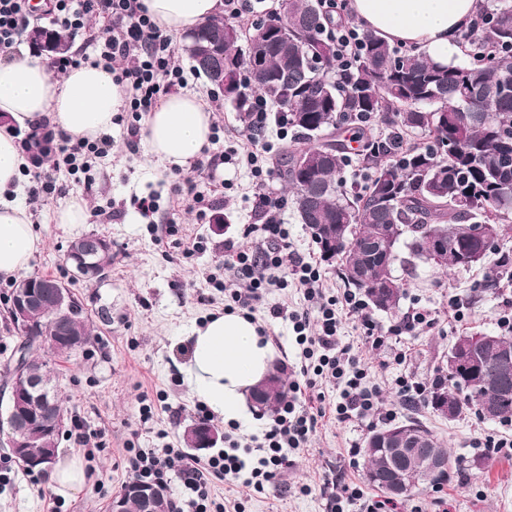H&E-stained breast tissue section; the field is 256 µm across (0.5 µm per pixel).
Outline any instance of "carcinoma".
I'll return each instance as SVG.
<instances>
[{
	"instance_id": "cac0c4a2",
	"label": "carcinoma",
	"mask_w": 512,
	"mask_h": 512,
	"mask_svg": "<svg viewBox=\"0 0 512 512\" xmlns=\"http://www.w3.org/2000/svg\"><path fill=\"white\" fill-rule=\"evenodd\" d=\"M279 15L251 24L215 17L185 35L194 71L215 97L249 123L252 94L267 98L273 120L294 131V139L277 159L282 179L293 190L300 223L309 227L322 256L338 254L345 282L361 291L371 308H396L400 285L392 267L405 262V246L424 257L423 237L434 231L448 235V258L442 266L465 267L458 255L476 254L481 244L463 236L467 224L501 225L512 220V0H498L491 21L477 39L492 46V54L475 60L470 40L460 39L464 65L442 64L412 50L402 52L376 32L364 30L365 48L348 74L336 70V49L323 34L334 22L324 0H288V24ZM49 37L56 54L68 53L71 36L63 30L38 26L28 32L34 45ZM209 40L224 56V82L197 62V44ZM265 68L264 83L253 86L237 78L249 67ZM372 121L390 129L389 137L373 138ZM348 128L358 144L357 155L370 171L364 184L347 183L346 145L339 130ZM356 241L349 259L321 225ZM91 337L88 317L80 314L68 328L50 331L59 344L56 354H68L67 334ZM512 350V339L499 337L497 348L482 352L484 372L465 377L448 371V385L431 392L429 403L446 397L454 417L474 414L482 419L512 420V363L502 362L500 349ZM498 398L488 416L483 403ZM406 436L426 435L433 447L448 455V472L419 477L418 491L449 480L458 459L432 431L416 419L395 424ZM363 477L368 486L386 493L382 484L383 456L364 453Z\"/></svg>"
}]
</instances>
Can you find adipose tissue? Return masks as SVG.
Here are the masks:
<instances>
[{
	"label": "adipose tissue",
	"mask_w": 512,
	"mask_h": 512,
	"mask_svg": "<svg viewBox=\"0 0 512 512\" xmlns=\"http://www.w3.org/2000/svg\"><path fill=\"white\" fill-rule=\"evenodd\" d=\"M478 0H351L352 12L386 40L423 48L449 63L458 51L456 33ZM167 31L178 33L216 16L222 0H143ZM124 102L111 68L83 64L53 76L39 60L0 62V115L25 128L50 125L61 137L95 139L111 132ZM214 116L201 97L166 96L149 112L142 138L148 154L168 168L189 167L210 144ZM30 161L8 127H0V277L29 269L43 246L27 207L14 199ZM182 367L190 393L224 422L249 417L247 395L270 374L276 351L254 321L237 312L192 328Z\"/></svg>",
	"instance_id": "ef3b65f1"
}]
</instances>
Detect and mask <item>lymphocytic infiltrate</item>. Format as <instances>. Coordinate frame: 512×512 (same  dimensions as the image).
I'll use <instances>...</instances> for the list:
<instances>
[{
  "label": "lymphocytic infiltrate",
  "instance_id": "obj_1",
  "mask_svg": "<svg viewBox=\"0 0 512 512\" xmlns=\"http://www.w3.org/2000/svg\"><path fill=\"white\" fill-rule=\"evenodd\" d=\"M48 13L54 24L74 32L83 31L89 16L105 22L103 34H85L87 53L58 59L54 66L63 70L93 62L112 67L131 111L151 112L163 94L187 86L183 70L173 64L176 46L172 38L151 19L141 0H51ZM29 24L26 0H0L1 58L11 57ZM268 112L262 95H254L241 156L257 178L263 175L266 156L273 150L272 144L263 139ZM111 148L112 138L107 134L95 140L66 141L60 144L57 159L71 172L85 173L89 170L86 156H104ZM254 209L262 219L255 230L267 247L262 251L239 250L225 261V271L231 272L238 282L229 293L230 300L240 309L254 312L267 289L279 284L272 277V270L289 268L295 287L303 289L311 307L300 313L276 307L270 314L289 318L292 323L300 348L298 373L306 389H315L323 382L333 383L338 390L334 407L338 421L382 418L377 389L369 386L366 369L351 356L348 347L341 345L338 336L339 311L343 308L359 316L364 326H371L363 299L352 292L339 299L325 294L317 264L289 249L288 227L278 217L281 199L258 195ZM317 422L312 398H292L280 405L273 425L262 439L254 438L244 444L233 435H226L227 450L203 461L171 447L133 448L126 468L132 478L156 484L165 485L172 477H179L182 491L171 503L173 512H224V504L211 495L213 481L234 482L242 478L255 490H264L289 467L288 449L306 447Z\"/></svg>",
  "mask_w": 512,
  "mask_h": 512
}]
</instances>
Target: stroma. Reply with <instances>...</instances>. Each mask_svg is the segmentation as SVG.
Instances as JSON below:
<instances>
[{
  "label": "stroma",
  "instance_id": "1",
  "mask_svg": "<svg viewBox=\"0 0 512 512\" xmlns=\"http://www.w3.org/2000/svg\"><path fill=\"white\" fill-rule=\"evenodd\" d=\"M132 121L131 112L118 113L111 132L114 147L108 156L93 161L89 174L54 171L56 192L26 199L32 221L45 238L30 274L67 283L92 323L90 344L54 364L58 394L68 416L57 454L83 458L87 481L74 497L56 496L50 474L25 471L0 446V472L8 475L0 481V512H107L112 497L130 479L124 461L127 449L159 448L166 443L184 448L185 429L201 421L220 436L230 430L221 418L201 415V404L190 394L178 365L187 357L192 326L223 313L229 302L223 289L209 283L210 278L224 275L225 243L241 249L254 246L248 233L250 225L259 221L253 201L260 194L284 197V183L276 171L269 180L258 182L236 158L215 174L196 176L197 189L205 194L216 182L225 184L214 216L202 219L196 212L172 209V188L179 176L145 150L127 151L123 141ZM148 194L158 196L160 208L146 216L137 200ZM75 195L90 205V218L81 233H94L112 243V269L98 283L74 279L64 261L77 233L56 224L54 215ZM171 216L177 221L175 234L155 239L151 225L165 224ZM186 238L199 241V250L185 253ZM493 263L489 257L471 269L447 272L424 262L395 267L404 294L394 312H373L376 334L386 333L415 308L429 310L433 318L418 335L402 337L407 350L402 364L390 362L388 347L375 349L365 343L367 331L357 316L344 317L340 329L343 343L352 345L368 367L382 410L393 411L398 419L414 412L461 459L459 473L442 490L448 496V512H512V450L490 453L484 448L491 438L512 439V422L473 415L450 421L422 402L408 408L397 402L392 382L401 375L426 382L446 374L448 350L458 336L503 334L501 318L512 314V289L484 291ZM12 288V280L0 278V404L9 400L5 371L18 343L7 316ZM308 305L299 289L274 288L254 314L288 383L295 379L290 367L299 348L291 324L271 317L270 310ZM145 403L152 406L147 418L141 415ZM370 433L359 420L340 423L325 416L306 449L290 452L292 465L276 485L258 492L241 481L217 480L212 493L226 506L241 503L245 512H325L326 501L315 488L327 476L341 473L360 488L362 499L375 497V490L362 478L361 450ZM89 447L94 450L90 459L85 456ZM305 484L310 487L306 494L300 491Z\"/></svg>",
  "mask_w": 512,
  "mask_h": 512
}]
</instances>
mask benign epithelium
<instances>
[{
	"label": "benign epithelium",
	"instance_id": "7a95c632",
	"mask_svg": "<svg viewBox=\"0 0 512 512\" xmlns=\"http://www.w3.org/2000/svg\"><path fill=\"white\" fill-rule=\"evenodd\" d=\"M22 146L33 165L39 167L51 156L53 135L48 130L34 136L26 135L22 138ZM110 247V242L103 237H86L69 245L64 260L74 267L78 276L94 277L99 270L90 258ZM42 296L49 299L48 312L55 321L71 317L76 309L70 289L50 280L29 277L19 282L12 305L13 317L20 330L35 329L36 321L43 315L38 306ZM483 343V338L466 337L458 341L448 357L451 367L466 376L477 375L481 364L479 349ZM56 422L55 393L51 381L29 367V362H21L14 377L6 416L0 420V425L6 426L9 447L23 453L34 446L43 449L40 454L27 456V460L35 468L49 470L56 454ZM370 448L385 456L386 491L394 497L411 493L414 471L448 470L447 456L420 448L394 432L376 435ZM166 497V489L162 486L131 483L112 498L109 512H129L132 503L140 505V512H159L158 506Z\"/></svg>",
	"mask_w": 512,
	"mask_h": 512
}]
</instances>
